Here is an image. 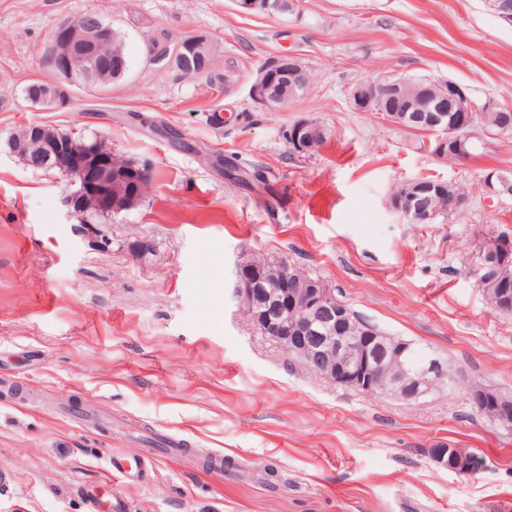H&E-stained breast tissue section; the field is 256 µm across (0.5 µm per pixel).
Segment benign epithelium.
I'll use <instances>...</instances> for the list:
<instances>
[{"label":"benign epithelium","mask_w":512,"mask_h":512,"mask_svg":"<svg viewBox=\"0 0 512 512\" xmlns=\"http://www.w3.org/2000/svg\"><path fill=\"white\" fill-rule=\"evenodd\" d=\"M243 12L259 10L293 9L294 0H236ZM110 32L100 29L94 35L84 33L66 19L55 26V34L48 42L53 56L63 54L71 58L75 47L90 42L94 45L105 41ZM279 72L267 66L258 71L252 93L269 109H274L290 89L304 84L309 69L291 54L276 59ZM79 74L72 67L56 68L53 80H38L35 87L40 92L44 105H60V94L64 84L76 83ZM403 81L388 77L377 82L358 84L348 91L353 107L359 112L373 111V105L398 94ZM456 111L462 115L463 123H474L477 106L471 101L464 87L449 83ZM434 135V156L448 152L452 142V131L448 126L435 122L430 124ZM311 132L308 123H295L288 140L297 152L306 150ZM116 153L112 147L95 141L86 143L71 139L66 142L42 143L35 156V166H50L65 178L70 192L65 196L69 213L80 218L88 214L106 215L112 211V188L120 183L136 184L138 195L147 189L148 174L143 169L132 170L125 175L121 167L112 164ZM395 211L413 221H422L429 215L418 203V197H404L391 202ZM286 288L265 286L264 266L261 263H242L236 267L234 296L239 309L247 310V323L260 328L266 338L285 352H299L305 356L311 372L327 382L349 388L367 396H378L384 392L405 401H418L438 386L453 379L448 363L441 358L425 353L420 360H412L411 343L398 339L374 328L361 333L343 329L347 321L344 302L336 298L331 288L310 285L299 278L285 274ZM429 456L437 465L450 472L467 475L474 471L471 455L461 448H451L445 443L429 450Z\"/></svg>","instance_id":"benign-epithelium-1"}]
</instances>
